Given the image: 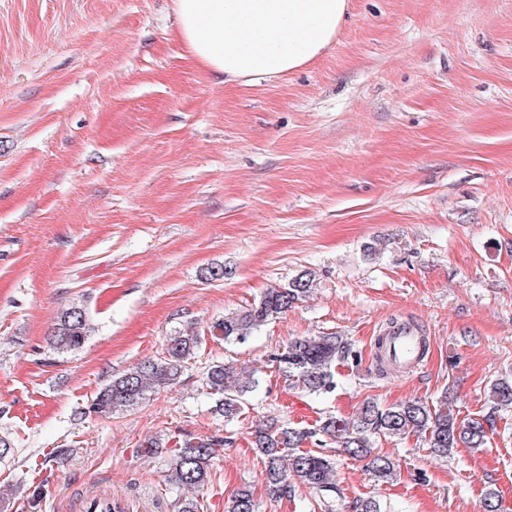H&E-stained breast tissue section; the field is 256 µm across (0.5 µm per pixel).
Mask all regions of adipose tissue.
I'll list each match as a JSON object with an SVG mask.
<instances>
[{
    "label": "adipose tissue",
    "mask_w": 512,
    "mask_h": 512,
    "mask_svg": "<svg viewBox=\"0 0 512 512\" xmlns=\"http://www.w3.org/2000/svg\"><path fill=\"white\" fill-rule=\"evenodd\" d=\"M350 0H173L189 56L225 82L273 80L319 56Z\"/></svg>",
    "instance_id": "adipose-tissue-1"
}]
</instances>
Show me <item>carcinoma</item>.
Returning a JSON list of instances; mask_svg holds the SVG:
<instances>
[{
    "label": "carcinoma",
    "instance_id": "cac0c4a2",
    "mask_svg": "<svg viewBox=\"0 0 512 512\" xmlns=\"http://www.w3.org/2000/svg\"><path fill=\"white\" fill-rule=\"evenodd\" d=\"M314 282L315 274L302 270L288 284L267 289L248 307L225 314L212 328L226 343H243L263 323L308 297ZM91 332L86 308L73 304L60 313L48 336V345L58 354L72 353L83 347ZM200 343L201 336L193 330L175 332L166 340L161 356L137 364L103 386L91 400L89 411L110 416L141 407L154 389L178 383ZM352 353V343L343 336H302L289 341L274 356V362L290 385L320 395L336 389V366L348 362ZM257 385L253 375L234 364L218 361L206 367L201 389L214 401L215 413L230 421L241 416L244 397ZM490 397L493 410L511 409L512 381L496 380ZM494 429L491 414L458 419L448 410L445 391L433 403L405 400L382 406L369 401L352 420L329 413L313 427L274 419L253 430L252 448L271 499L294 497L296 485L300 484L317 493L311 512H334L338 493L336 460L320 450L306 448L307 443L321 448L336 443L348 457L368 461L375 482L389 484L398 480L397 465L390 456L375 451L380 439L411 435L434 455L446 458L454 448L485 447L488 434ZM231 443L229 436H215L184 440L173 449L169 482L181 492L176 498L177 512L202 510L197 499L182 492L203 486L209 479L215 448ZM224 512H257L252 489L240 487L227 500Z\"/></svg>",
    "mask_w": 512,
    "mask_h": 512
}]
</instances>
